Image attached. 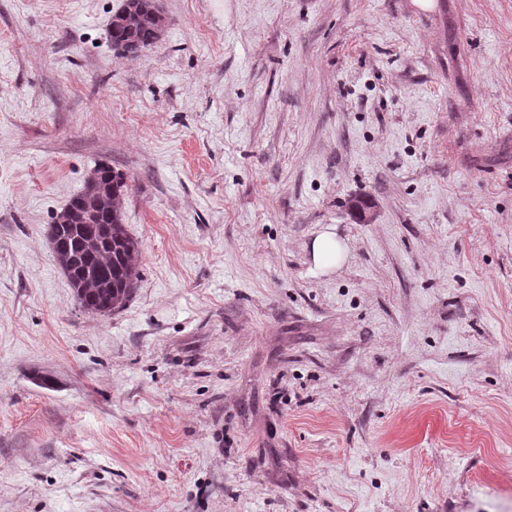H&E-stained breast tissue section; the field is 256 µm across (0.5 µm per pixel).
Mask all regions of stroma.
Wrapping results in <instances>:
<instances>
[{
	"mask_svg": "<svg viewBox=\"0 0 512 512\" xmlns=\"http://www.w3.org/2000/svg\"><path fill=\"white\" fill-rule=\"evenodd\" d=\"M158 2L0 0V512H512V0ZM98 164L108 317L47 237ZM157 0H123L112 14L109 37L117 49L142 51L155 44L167 20ZM127 186L124 173L95 166L48 227L54 258L78 306L100 316L125 307L139 279L141 245L124 224ZM329 229L332 228L318 232L310 246L313 265L321 274L334 272L347 257V250L336 239V233Z\"/></svg>",
	"mask_w": 512,
	"mask_h": 512,
	"instance_id": "obj_1",
	"label": "stroma"
}]
</instances>
